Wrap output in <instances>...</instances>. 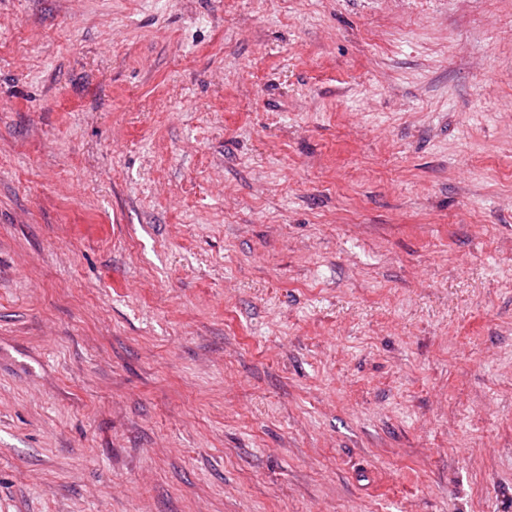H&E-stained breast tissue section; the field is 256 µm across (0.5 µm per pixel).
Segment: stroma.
<instances>
[{
    "mask_svg": "<svg viewBox=\"0 0 512 512\" xmlns=\"http://www.w3.org/2000/svg\"><path fill=\"white\" fill-rule=\"evenodd\" d=\"M0 512H512V0H0Z\"/></svg>",
    "mask_w": 512,
    "mask_h": 512,
    "instance_id": "stroma-1",
    "label": "stroma"
}]
</instances>
